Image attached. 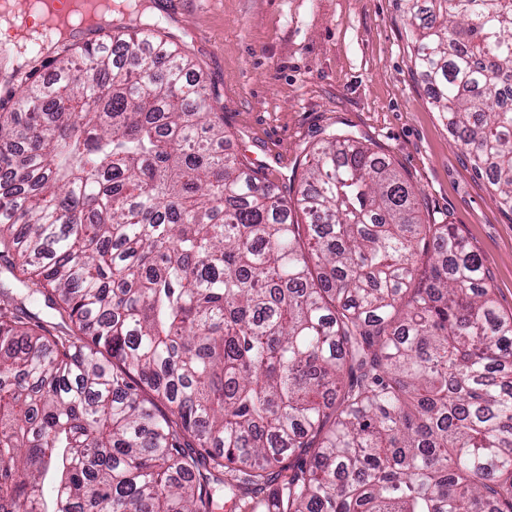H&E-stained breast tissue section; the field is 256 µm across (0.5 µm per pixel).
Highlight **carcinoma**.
Returning <instances> with one entry per match:
<instances>
[{"instance_id":"1","label":"carcinoma","mask_w":512,"mask_h":512,"mask_svg":"<svg viewBox=\"0 0 512 512\" xmlns=\"http://www.w3.org/2000/svg\"><path fill=\"white\" fill-rule=\"evenodd\" d=\"M0 112V512H512V313L359 138L281 195L122 0ZM448 131L512 211V0H403ZM52 22L16 56L58 43Z\"/></svg>"}]
</instances>
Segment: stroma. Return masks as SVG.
Returning a JSON list of instances; mask_svg holds the SVG:
<instances>
[{
	"label": "stroma",
	"mask_w": 512,
	"mask_h": 512,
	"mask_svg": "<svg viewBox=\"0 0 512 512\" xmlns=\"http://www.w3.org/2000/svg\"><path fill=\"white\" fill-rule=\"evenodd\" d=\"M200 67L225 147L278 187L326 131L363 137L477 251L512 312V211L443 124L401 0H144Z\"/></svg>",
	"instance_id": "stroma-1"
}]
</instances>
